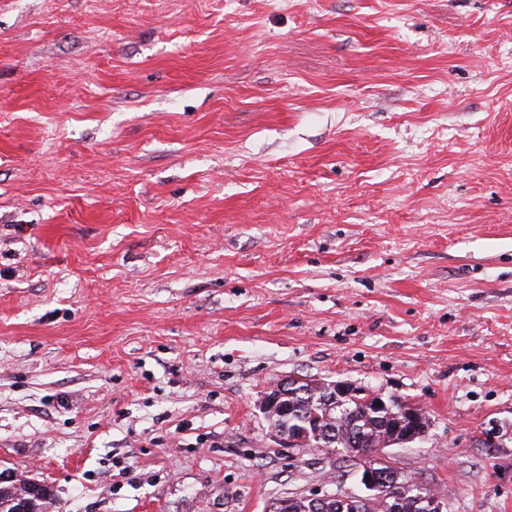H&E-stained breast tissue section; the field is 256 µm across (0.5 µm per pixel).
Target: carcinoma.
I'll return each instance as SVG.
<instances>
[{"label": "carcinoma", "instance_id": "cac0c4a2", "mask_svg": "<svg viewBox=\"0 0 512 512\" xmlns=\"http://www.w3.org/2000/svg\"><path fill=\"white\" fill-rule=\"evenodd\" d=\"M332 382L321 380L315 385L302 382L283 395L288 413L276 415L275 422L288 434L301 433L313 423L320 428V437L309 436L315 448H334L341 459L353 460L388 438L386 427L396 420L406 400L387 399L388 407L376 409L367 403L368 395L353 396L344 401L331 398ZM392 477L369 495L350 494L343 498L333 494L324 496L317 504L306 496L288 497V512H429L428 488L405 473ZM49 486L40 496L28 490V481L15 480L14 484L0 487V512H46L45 504L51 499Z\"/></svg>", "mask_w": 512, "mask_h": 512}]
</instances>
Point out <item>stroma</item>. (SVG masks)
Here are the masks:
<instances>
[{
  "mask_svg": "<svg viewBox=\"0 0 512 512\" xmlns=\"http://www.w3.org/2000/svg\"><path fill=\"white\" fill-rule=\"evenodd\" d=\"M422 407L388 448L512 512V0H0V466L52 512L361 487L262 412Z\"/></svg>",
  "mask_w": 512,
  "mask_h": 512,
  "instance_id": "35a3bbf8",
  "label": "stroma"
}]
</instances>
